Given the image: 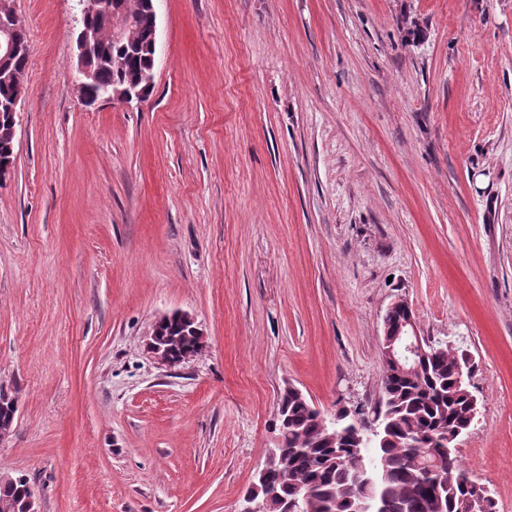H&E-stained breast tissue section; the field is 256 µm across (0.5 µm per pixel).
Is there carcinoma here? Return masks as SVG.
<instances>
[{"label": "carcinoma", "mask_w": 512, "mask_h": 512, "mask_svg": "<svg viewBox=\"0 0 512 512\" xmlns=\"http://www.w3.org/2000/svg\"><path fill=\"white\" fill-rule=\"evenodd\" d=\"M123 2L136 23L122 40L109 35L102 19L92 21L99 33L91 59L98 87L138 81L152 65L151 0ZM10 159H15V147L9 128L0 123V164ZM166 332L175 354L190 351L193 337L187 331L174 323ZM464 361L465 353L434 344L426 364L414 373L383 362L377 414L386 441L373 438L361 452L342 438L331 446V420L306 396L283 389L277 403L278 442L286 476L270 487L257 480L247 493L257 497L264 512H280L281 501L305 497L309 512H355L357 504L376 500L382 501V512H460L465 499L482 496L485 512H495V502L482 485L462 480L468 471L456 449L428 447L433 438L448 441L470 420L471 391L458 378V365ZM14 403L0 397V431L14 428ZM27 483L22 475L0 472V512L5 504L21 502Z\"/></svg>", "instance_id": "1"}]
</instances>
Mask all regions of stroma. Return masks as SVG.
Returning <instances> with one entry per match:
<instances>
[{
	"mask_svg": "<svg viewBox=\"0 0 512 512\" xmlns=\"http://www.w3.org/2000/svg\"><path fill=\"white\" fill-rule=\"evenodd\" d=\"M153 91L83 104L76 0H16L0 469L41 512H237L288 384L382 396L383 317L464 350L457 456L512 512V0H156ZM206 346L169 368L155 322ZM173 316H177L181 321L185 324L190 326L191 331L193 332L194 336L197 338V344H196V351L191 355L187 356L183 359H181L178 363H186L189 360H191L193 357H195L198 353H200L204 346H205V340H204V332L199 327V325L196 323L195 318L190 315L187 312L183 311H175L171 314H166L160 317L153 328L152 335H151V342H150V349L152 353L156 356V358L165 366L168 367H175L174 362L172 361L168 349L165 345L164 339H162L161 336H157L156 333V325L157 323L163 322L165 319L171 318Z\"/></svg>",
	"mask_w": 512,
	"mask_h": 512,
	"instance_id": "1",
	"label": "stroma"
}]
</instances>
